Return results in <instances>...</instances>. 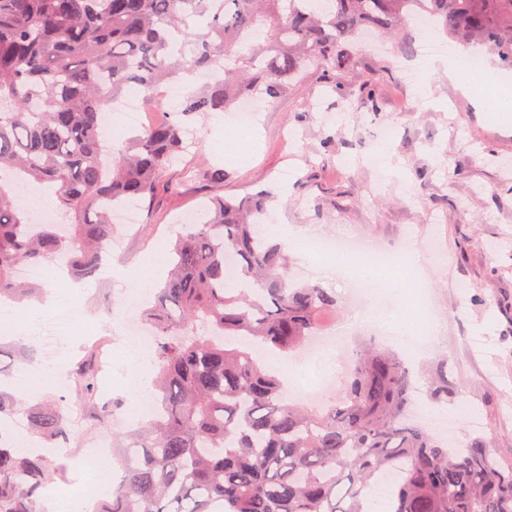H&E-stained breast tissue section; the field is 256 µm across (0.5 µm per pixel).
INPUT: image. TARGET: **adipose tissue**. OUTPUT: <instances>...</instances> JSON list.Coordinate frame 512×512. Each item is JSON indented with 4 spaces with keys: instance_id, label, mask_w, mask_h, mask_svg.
Here are the masks:
<instances>
[{
    "instance_id": "ef3b65f1",
    "label": "adipose tissue",
    "mask_w": 512,
    "mask_h": 512,
    "mask_svg": "<svg viewBox=\"0 0 512 512\" xmlns=\"http://www.w3.org/2000/svg\"><path fill=\"white\" fill-rule=\"evenodd\" d=\"M427 72L444 70L450 81L456 83L461 92L473 100L476 105L490 104L499 124L504 128L512 127V74L493 68L491 65L476 66L467 51L449 47L443 57L428 59L420 64ZM345 271L366 279H383L387 291L394 298H401L404 286L423 287L420 274L419 255L410 251L409 260L402 270L400 278L383 276L380 269L370 262H345ZM384 337L398 348L407 350L417 359L427 357L431 351L429 336L433 325L425 319L407 320L402 306H395L386 312H374L370 315Z\"/></svg>"
}]
</instances>
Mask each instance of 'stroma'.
I'll use <instances>...</instances> for the list:
<instances>
[{"instance_id": "stroma-1", "label": "stroma", "mask_w": 512, "mask_h": 512, "mask_svg": "<svg viewBox=\"0 0 512 512\" xmlns=\"http://www.w3.org/2000/svg\"><path fill=\"white\" fill-rule=\"evenodd\" d=\"M406 31L412 51L379 41L361 47L334 75L311 65L300 82L264 103L253 129L241 130L230 112L198 119L194 146L183 164L163 174L148 210L138 211L137 226L117 228L115 277L88 281L75 301L92 313L106 306L125 314L127 295L138 287L131 272L164 255L180 214L214 195L269 189L277 196L272 223L293 231L315 227L385 251L413 245L424 253L437 242L444 267L433 268L427 259L422 265L426 301L441 332L433 353L412 364L413 382L426 389L430 369L448 357L454 403L469 409L458 423V439L495 442L498 454L512 461V129L500 126L494 113L478 111L444 71L416 72V84L404 87L401 73L415 72L424 57L423 35L412 25ZM368 87L379 112L362 102ZM386 126L398 130L390 148L399 165L394 174L376 160V134ZM228 138L252 154L249 167L225 164ZM204 164L223 166V184L203 190L185 183V167ZM290 274L335 293L336 331L351 346L375 336L347 303L344 283L312 269L308 255H293ZM484 293L496 295L493 307L480 302ZM90 346L86 324L72 325L59 362L66 378L57 386L66 407L79 403L70 373ZM138 374V365L129 364L118 380L98 384L96 401L116 406L107 423L110 439L133 428L126 386Z\"/></svg>"}]
</instances>
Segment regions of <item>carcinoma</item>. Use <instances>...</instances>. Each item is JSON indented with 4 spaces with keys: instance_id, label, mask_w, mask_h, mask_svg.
<instances>
[{
    "instance_id": "1",
    "label": "carcinoma",
    "mask_w": 512,
    "mask_h": 512,
    "mask_svg": "<svg viewBox=\"0 0 512 512\" xmlns=\"http://www.w3.org/2000/svg\"><path fill=\"white\" fill-rule=\"evenodd\" d=\"M0 0V171L54 191L65 224H35L0 180V301L34 298L22 265L66 258L69 274L95 277L117 205L144 202L188 150L184 126L244 97L272 99L309 65L345 66L374 28L397 37L422 14L466 48L512 68V0ZM213 72L177 118L142 128L115 148L103 111L134 87L162 107L174 79ZM224 169L191 175L203 187ZM273 197L216 196L170 242L164 286L141 312L155 337L157 413L122 446L125 477L96 512H365L383 486L390 512H512V462L484 441L457 447L409 418L412 376L395 354L355 352L343 390L320 406L286 400V375L270 371L336 311V297L298 285L289 246L263 234ZM233 255L234 265L226 257ZM92 361L75 382L94 395ZM448 362L430 397L448 401ZM52 396L26 405L0 390V512H38L66 470L20 447L4 424L20 416L37 442L69 439Z\"/></svg>"
}]
</instances>
